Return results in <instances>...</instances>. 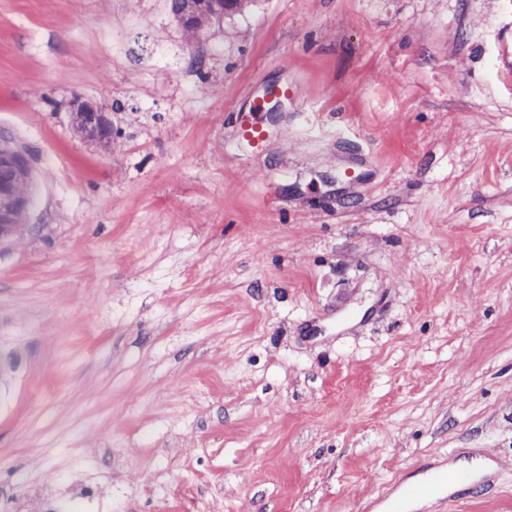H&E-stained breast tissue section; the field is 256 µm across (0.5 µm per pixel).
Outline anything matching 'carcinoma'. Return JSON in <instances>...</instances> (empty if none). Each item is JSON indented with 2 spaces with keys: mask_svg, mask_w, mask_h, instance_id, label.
Segmentation results:
<instances>
[{
  "mask_svg": "<svg viewBox=\"0 0 512 512\" xmlns=\"http://www.w3.org/2000/svg\"><path fill=\"white\" fill-rule=\"evenodd\" d=\"M171 13L186 43L199 48L206 30L224 21V16L242 12L248 0H170ZM92 105L79 102L72 110L73 131L81 138L109 142L112 140V123L92 124L89 114ZM23 150L9 138H0V212L5 219L0 222V239L8 242L23 232L25 220L34 200L35 175L31 161L20 163L7 159Z\"/></svg>",
  "mask_w": 512,
  "mask_h": 512,
  "instance_id": "cac0c4a2",
  "label": "carcinoma"
}]
</instances>
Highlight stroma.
I'll list each match as a JSON object with an SVG mask.
<instances>
[{
    "instance_id": "35a3bbf8",
    "label": "stroma",
    "mask_w": 512,
    "mask_h": 512,
    "mask_svg": "<svg viewBox=\"0 0 512 512\" xmlns=\"http://www.w3.org/2000/svg\"><path fill=\"white\" fill-rule=\"evenodd\" d=\"M511 36L512 0H256L199 72L168 0H0L38 180L0 242V512H386L512 460ZM282 82L255 156L231 114ZM467 495L421 512H512V467ZM72 112L73 131L81 138L110 142L112 140V123L103 122L93 125L89 117L90 112H99L91 104L78 102ZM470 484V476L466 473L455 472L448 473L442 476H434L428 482L423 485L411 488L409 490L410 494L413 495H429L433 493L437 488L448 485V487H454L457 492Z\"/></svg>"
}]
</instances>
